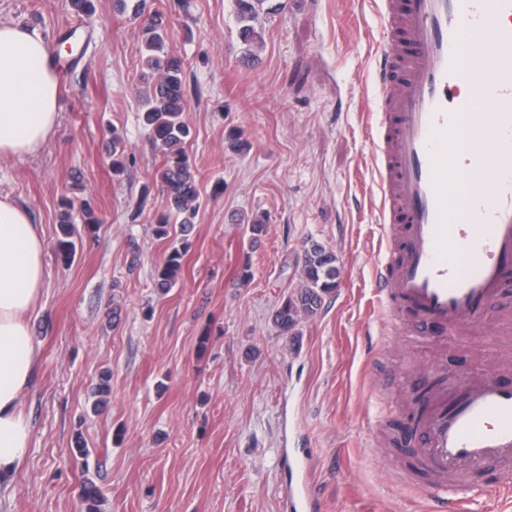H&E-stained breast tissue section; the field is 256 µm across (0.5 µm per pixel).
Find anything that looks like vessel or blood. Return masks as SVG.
I'll return each mask as SVG.
<instances>
[{
  "instance_id": "obj_1",
  "label": "vessel or blood",
  "mask_w": 512,
  "mask_h": 512,
  "mask_svg": "<svg viewBox=\"0 0 512 512\" xmlns=\"http://www.w3.org/2000/svg\"><path fill=\"white\" fill-rule=\"evenodd\" d=\"M386 25L395 40L380 54L377 136L383 224L402 227L376 271L377 294L389 308L412 315L421 335L454 332L459 320L483 322L512 270V0H387ZM483 31L495 49L482 70L467 67L465 30ZM469 89L473 145L455 159L457 188L467 213L457 218L445 182L448 136ZM430 407L404 432L416 443L432 480L431 512L470 494L468 474L494 467L512 474V380L443 374Z\"/></svg>"
}]
</instances>
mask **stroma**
Here are the masks:
<instances>
[{"label":"stroma","instance_id":"obj_1","mask_svg":"<svg viewBox=\"0 0 512 512\" xmlns=\"http://www.w3.org/2000/svg\"><path fill=\"white\" fill-rule=\"evenodd\" d=\"M92 4L85 15L71 0H0V20L50 44L74 25L90 39L76 62L56 63L53 137L0 158V196L25 206L48 243L23 398L33 435L0 483V512H86L87 481L98 512H297L301 484L317 512H427V477L391 440L439 392V359L512 376V276L489 320H461L443 343L417 338L375 295L385 234L370 115L378 47L392 39L383 0H271L249 43L233 0H146L174 20L200 191L184 274L164 295L153 274L166 244L153 226L169 207L141 119L140 23L117 0ZM116 129L129 153L118 175ZM65 198L96 217L76 222L69 266L54 250ZM314 243L334 251L340 275L289 338L273 315Z\"/></svg>","mask_w":512,"mask_h":512}]
</instances>
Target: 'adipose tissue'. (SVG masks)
<instances>
[{
	"label": "adipose tissue",
	"mask_w": 512,
	"mask_h": 512,
	"mask_svg": "<svg viewBox=\"0 0 512 512\" xmlns=\"http://www.w3.org/2000/svg\"><path fill=\"white\" fill-rule=\"evenodd\" d=\"M53 48L40 34L0 23V157L39 152L59 120ZM46 238L29 210L0 197V480H10L30 448L22 398L33 382L30 318L46 286Z\"/></svg>",
	"instance_id": "ef3b65f1"
}]
</instances>
